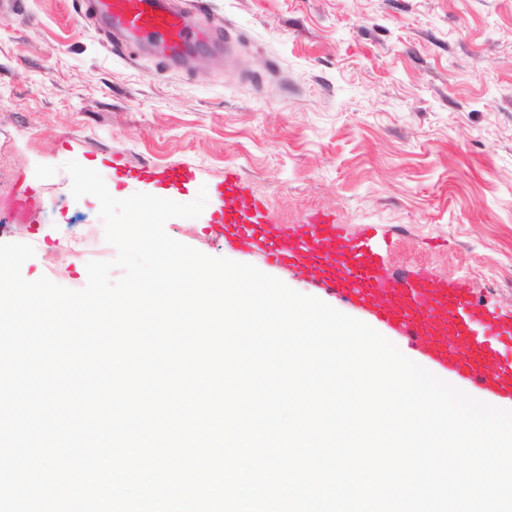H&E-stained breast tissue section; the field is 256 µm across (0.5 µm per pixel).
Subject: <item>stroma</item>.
Listing matches in <instances>:
<instances>
[{
	"mask_svg": "<svg viewBox=\"0 0 512 512\" xmlns=\"http://www.w3.org/2000/svg\"><path fill=\"white\" fill-rule=\"evenodd\" d=\"M224 20L238 70L214 54L179 73L117 54L79 0H21L0 19V243L35 255L26 280L85 287L116 256L100 204L74 198L62 166L98 171L118 199L124 167L196 171L180 203L233 169L280 224L317 213L393 241L392 267L460 281L512 316V0H204ZM56 167L48 179L37 165ZM36 198L26 214L10 202ZM201 215L165 224L212 257L262 266Z\"/></svg>",
	"mask_w": 512,
	"mask_h": 512,
	"instance_id": "35a3bbf8",
	"label": "stroma"
}]
</instances>
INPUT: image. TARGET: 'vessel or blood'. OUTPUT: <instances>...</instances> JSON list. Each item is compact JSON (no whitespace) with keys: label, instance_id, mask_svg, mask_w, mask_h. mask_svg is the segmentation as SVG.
I'll return each mask as SVG.
<instances>
[{"label":"vessel or blood","instance_id":"obj_1","mask_svg":"<svg viewBox=\"0 0 512 512\" xmlns=\"http://www.w3.org/2000/svg\"><path fill=\"white\" fill-rule=\"evenodd\" d=\"M84 5L118 51L133 41L175 64L206 44L176 0H84ZM153 176L165 190L196 179L194 170L182 167L157 170ZM218 194L224 207L217 224L225 241L296 271L312 287L393 326L409 348L465 379L482 397L512 400V317L482 305L463 283L437 279L422 268L390 269L391 241L376 225L350 233L317 214L300 224L272 223L234 171L225 172Z\"/></svg>","mask_w":512,"mask_h":512}]
</instances>
